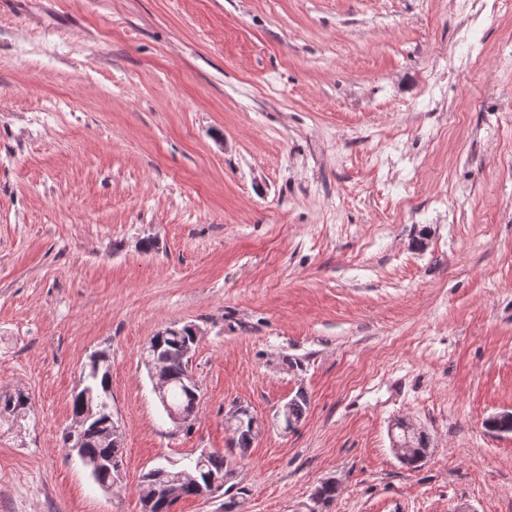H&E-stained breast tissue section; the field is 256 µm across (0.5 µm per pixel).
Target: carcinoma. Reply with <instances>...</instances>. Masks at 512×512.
<instances>
[{"label":"carcinoma","mask_w":512,"mask_h":512,"mask_svg":"<svg viewBox=\"0 0 512 512\" xmlns=\"http://www.w3.org/2000/svg\"><path fill=\"white\" fill-rule=\"evenodd\" d=\"M198 339L192 325H172L157 333L149 340V346L143 352V363H150L159 369V374L168 382L166 401L168 407L182 412L196 409L200 394L198 384L188 382L189 367L185 351L196 348ZM31 400L23 393L0 400V410L9 414L19 415L29 410ZM308 398L304 391L299 390L280 407L276 420L281 429L288 433L297 428L304 420L308 410ZM94 410L84 436L83 449L86 460L92 468L91 476L96 483H113V465L122 461L123 448L113 446L112 442V392L110 359L101 358L100 362L89 363L85 377L84 389L72 398V415L82 416L87 410ZM238 417L227 421L232 429V442L228 453L210 451L201 458L196 457L192 464L201 468L199 477L190 478L185 470L157 466L143 476L139 485V495H159L156 502L157 512H170L174 501L162 502L167 489L179 491V498L197 496L201 488L206 486L205 476L225 477L235 473V466L244 461L250 448L263 430L262 424L254 416L249 407L237 406ZM247 495V488L232 483L224 488V512H237L240 499ZM324 504L336 498V482L327 479L313 491Z\"/></svg>","instance_id":"cac0c4a2"}]
</instances>
